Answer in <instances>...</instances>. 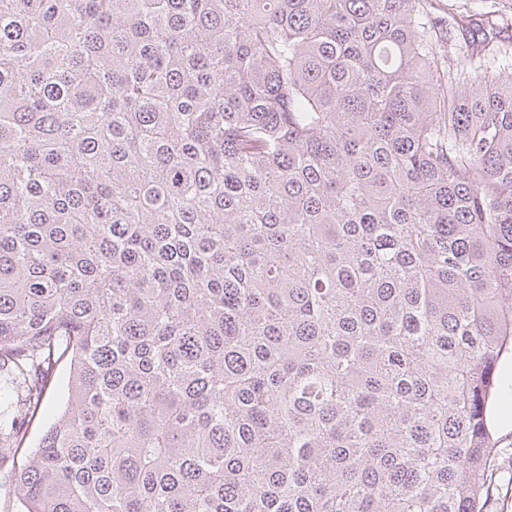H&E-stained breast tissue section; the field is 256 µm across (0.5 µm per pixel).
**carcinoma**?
I'll use <instances>...</instances> for the list:
<instances>
[{
    "mask_svg": "<svg viewBox=\"0 0 512 512\" xmlns=\"http://www.w3.org/2000/svg\"><path fill=\"white\" fill-rule=\"evenodd\" d=\"M509 352L512 14L0 0L21 512H487ZM69 376V364H61L56 372L53 388L48 399V411L44 418L35 423L30 433L29 447H36L43 430L48 427L54 415L61 410L67 398V382Z\"/></svg>",
    "mask_w": 512,
    "mask_h": 512,
    "instance_id": "cac0c4a2",
    "label": "carcinoma"
}]
</instances>
